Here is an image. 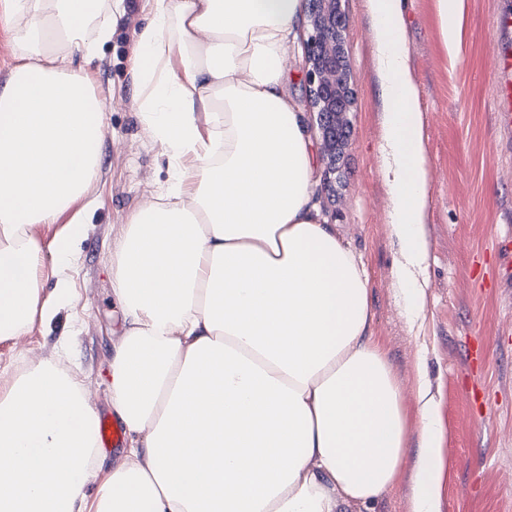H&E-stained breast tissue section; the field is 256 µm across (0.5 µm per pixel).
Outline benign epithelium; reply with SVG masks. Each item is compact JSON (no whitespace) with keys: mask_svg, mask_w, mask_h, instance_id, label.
I'll list each match as a JSON object with an SVG mask.
<instances>
[{"mask_svg":"<svg viewBox=\"0 0 512 512\" xmlns=\"http://www.w3.org/2000/svg\"><path fill=\"white\" fill-rule=\"evenodd\" d=\"M308 36L304 50L305 81L311 108L317 114L323 160L329 173L348 146L353 92L344 51L346 19L341 0H307Z\"/></svg>","mask_w":512,"mask_h":512,"instance_id":"benign-epithelium-1","label":"benign epithelium"}]
</instances>
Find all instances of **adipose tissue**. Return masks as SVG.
<instances>
[{
	"mask_svg": "<svg viewBox=\"0 0 512 512\" xmlns=\"http://www.w3.org/2000/svg\"><path fill=\"white\" fill-rule=\"evenodd\" d=\"M99 0H0L13 66L0 84V340L49 323L44 251L72 259L101 164L105 104L85 64L111 40ZM135 35L139 110L171 165L112 255L123 332L110 403L128 445L105 471L96 411L41 362L0 395V512H372L407 444L404 388L368 335L366 272L319 221L311 139L286 91L300 0H148ZM404 0H370L385 106L380 145L397 276L425 296L430 167ZM72 219L51 246L33 229ZM413 512H438L444 434L419 391ZM106 472V492L86 486Z\"/></svg>",
	"mask_w": 512,
	"mask_h": 512,
	"instance_id": "1",
	"label": "adipose tissue"
}]
</instances>
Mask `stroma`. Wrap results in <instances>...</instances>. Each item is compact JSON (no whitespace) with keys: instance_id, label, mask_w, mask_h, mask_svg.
<instances>
[{"instance_id":"1","label":"stroma","mask_w":512,"mask_h":512,"mask_svg":"<svg viewBox=\"0 0 512 512\" xmlns=\"http://www.w3.org/2000/svg\"><path fill=\"white\" fill-rule=\"evenodd\" d=\"M127 11L91 65L109 110L104 155L88 199L90 210L67 274L73 294L55 319L34 324L20 341H0V393L27 365L54 360L87 389L98 414H111L109 361L122 332L110 266L132 215L160 194L170 176L162 147L141 123L131 56L134 33L151 18L146 0ZM355 102L349 148L339 178L322 160L316 115L305 83L307 21L296 30L287 91L312 141L314 193L324 223L335 227L367 272L370 335L406 388V455L374 512H412L419 402L426 378L445 432L439 512H512V129L495 119L497 52L491 23L512 0H462L461 52L443 41L438 0H406L410 72L418 91L431 169L425 230L428 288L421 322L410 319L397 281L398 247L388 224L381 174L384 109L371 58L368 0H342ZM482 345L470 362L465 350Z\"/></svg>"}]
</instances>
